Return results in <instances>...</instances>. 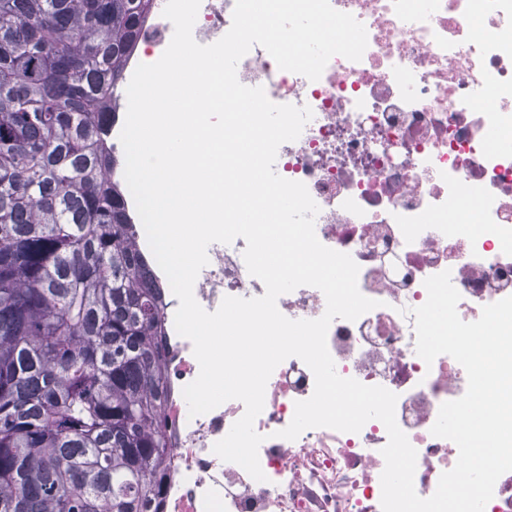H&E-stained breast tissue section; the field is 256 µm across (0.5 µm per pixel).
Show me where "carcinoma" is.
<instances>
[{"instance_id": "1", "label": "carcinoma", "mask_w": 512, "mask_h": 512, "mask_svg": "<svg viewBox=\"0 0 512 512\" xmlns=\"http://www.w3.org/2000/svg\"><path fill=\"white\" fill-rule=\"evenodd\" d=\"M151 0H0V512H148L164 309L107 131Z\"/></svg>"}]
</instances>
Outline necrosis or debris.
Returning a JSON list of instances; mask_svg holds the SVG:
<instances>
[{
  "label": "necrosis or debris",
  "instance_id": "1",
  "mask_svg": "<svg viewBox=\"0 0 512 512\" xmlns=\"http://www.w3.org/2000/svg\"><path fill=\"white\" fill-rule=\"evenodd\" d=\"M367 31L361 60L334 56L319 80L280 70L254 46L237 76L263 87L279 104L310 107L299 138L283 143L274 169L304 183L319 213L315 232L325 246L359 267L361 293L377 308L354 321L337 318L327 347L337 373L398 396L396 420L417 451L414 486L420 497L458 459L457 445L431 434L442 403L467 389L464 368L451 356L426 364L416 352L411 311L425 303L426 278L450 271L461 299L459 317L476 321L483 306L512 296V0H330ZM166 0H152L125 73L156 62L173 25ZM235 0H201L194 39L208 45L230 28ZM476 202L480 227L468 234L463 201ZM244 239L214 243L194 297L206 311L224 297L264 295L249 274ZM167 349L169 477L160 512H382L381 454L385 426L369 420L360 432L314 428L280 438L297 401L314 391V375L299 358L272 373L254 422L264 440L265 481L221 460L214 444L243 415L230 400L193 417L182 389L196 379L192 342L174 326L179 306L162 286ZM291 319H315L323 293L302 286L277 301Z\"/></svg>",
  "mask_w": 512,
  "mask_h": 512
}]
</instances>
